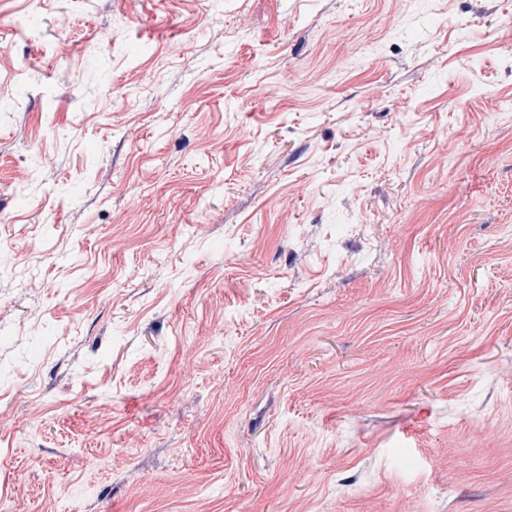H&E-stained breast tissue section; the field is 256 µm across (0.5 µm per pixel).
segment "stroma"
Segmentation results:
<instances>
[{
	"instance_id": "35a3bbf8",
	"label": "stroma",
	"mask_w": 512,
	"mask_h": 512,
	"mask_svg": "<svg viewBox=\"0 0 512 512\" xmlns=\"http://www.w3.org/2000/svg\"><path fill=\"white\" fill-rule=\"evenodd\" d=\"M0 512H512V0H0Z\"/></svg>"
}]
</instances>
